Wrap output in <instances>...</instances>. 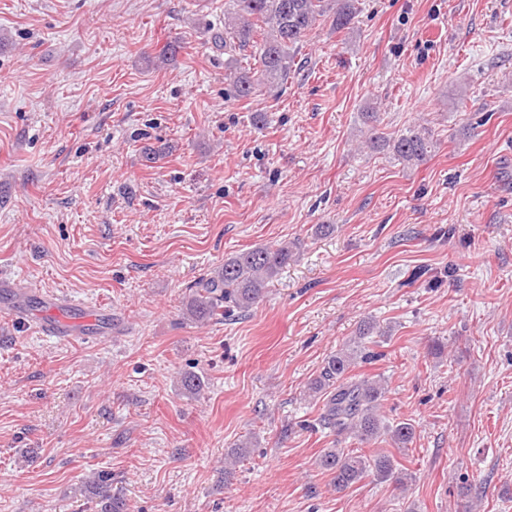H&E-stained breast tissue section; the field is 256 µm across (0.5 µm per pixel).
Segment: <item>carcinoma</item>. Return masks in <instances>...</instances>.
I'll return each instance as SVG.
<instances>
[{"instance_id": "carcinoma-1", "label": "carcinoma", "mask_w": 512, "mask_h": 512, "mask_svg": "<svg viewBox=\"0 0 512 512\" xmlns=\"http://www.w3.org/2000/svg\"><path fill=\"white\" fill-rule=\"evenodd\" d=\"M229 5L232 11H224V53L229 55L225 77L237 98L251 96L262 85L284 82L294 65L291 50L321 18H332V25L342 30L358 10L356 0H229ZM248 50L256 64L252 70L238 65V55ZM368 143L373 148L386 147L412 165L425 160L434 148L431 134L414 128L393 138L373 134ZM295 248L286 243L259 246L225 258L224 266L193 285L185 307L187 319L203 324L248 312L262 299L269 282L293 260ZM375 329L374 322H363L352 344L326 359L309 392L324 396L320 422L338 437L336 443L349 437L364 445L386 433L397 448L405 449L414 437V427L404 421L390 426L382 419L385 381L351 374L356 362L373 359L365 352V340ZM180 386L184 393L196 396L204 383L197 373L185 372ZM318 465L331 476L330 484L338 492L359 483L370 472L399 485L405 480L391 456H368L360 448H327ZM97 487L104 503L101 512H125V502L111 493L109 476L99 477Z\"/></svg>"}]
</instances>
